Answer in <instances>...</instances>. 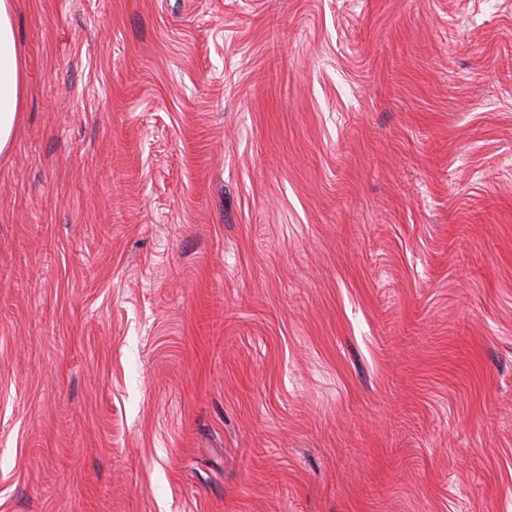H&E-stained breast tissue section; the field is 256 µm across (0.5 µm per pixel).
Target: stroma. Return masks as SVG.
I'll use <instances>...</instances> for the list:
<instances>
[{
	"label": "stroma",
	"mask_w": 512,
	"mask_h": 512,
	"mask_svg": "<svg viewBox=\"0 0 512 512\" xmlns=\"http://www.w3.org/2000/svg\"><path fill=\"white\" fill-rule=\"evenodd\" d=\"M0 512H512V0H14Z\"/></svg>",
	"instance_id": "obj_1"
}]
</instances>
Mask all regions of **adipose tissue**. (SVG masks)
I'll return each instance as SVG.
<instances>
[{
  "mask_svg": "<svg viewBox=\"0 0 512 512\" xmlns=\"http://www.w3.org/2000/svg\"><path fill=\"white\" fill-rule=\"evenodd\" d=\"M13 18L14 0H0V154L12 147L24 92V63Z\"/></svg>",
  "mask_w": 512,
  "mask_h": 512,
  "instance_id": "1",
  "label": "adipose tissue"
}]
</instances>
